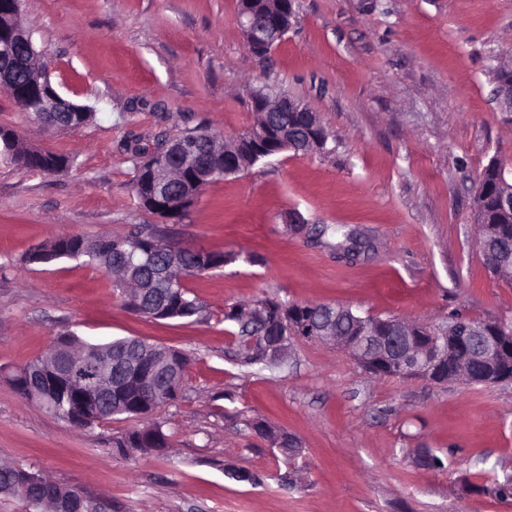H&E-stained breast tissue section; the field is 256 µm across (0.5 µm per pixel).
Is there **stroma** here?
Returning a JSON list of instances; mask_svg holds the SVG:
<instances>
[{"label":"stroma","instance_id":"35a3bbf8","mask_svg":"<svg viewBox=\"0 0 512 512\" xmlns=\"http://www.w3.org/2000/svg\"><path fill=\"white\" fill-rule=\"evenodd\" d=\"M238 0H22L38 63L90 106L76 129L38 122L0 89V126L68 169L0 160V462L42 473L104 512H512V384L377 377L345 351L293 339L278 367L243 364L224 314L277 299L339 304L425 324L453 315L512 325V284L477 243L472 198L490 160L512 177V112L493 72L512 65V0H294L266 58ZM321 115L325 154L282 152L209 183L173 224L133 190L132 146L251 127L259 82ZM165 230L236 253L184 285L203 317L124 310L102 269L32 248L62 235ZM137 337L191 358L183 395L158 410L166 455L124 456L114 419L79 430L8 381L54 337ZM300 444L283 459L246 419ZM438 456L419 466V450Z\"/></svg>","mask_w":512,"mask_h":512}]
</instances>
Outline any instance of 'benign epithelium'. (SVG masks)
<instances>
[{"label":"benign epithelium","instance_id":"obj_1","mask_svg":"<svg viewBox=\"0 0 512 512\" xmlns=\"http://www.w3.org/2000/svg\"><path fill=\"white\" fill-rule=\"evenodd\" d=\"M294 0H239L237 23L247 43L255 49L272 50L285 37L284 17L293 12ZM21 0H9L7 24L0 23V63L14 65L23 74L27 111L52 126L72 125L82 117L80 104L64 97L41 69L32 68L37 51L31 35L20 21ZM276 102L253 105L265 113L264 124L251 129L249 138L259 155L268 157L292 151L298 138L289 132L288 113H312L301 101L285 92L275 93ZM148 179L153 208L164 219L177 220L173 205L190 206L215 175L213 168L197 159L196 147L168 141L153 155ZM327 318L315 329V339L348 352L366 370L377 375L414 377L434 383L460 380L494 385L512 381V328L504 324L471 322L438 324L423 330L395 318L384 324L370 321L350 308L324 306ZM340 314L359 320V335L340 336L332 322ZM288 339L269 345L267 361L278 365L287 357ZM69 390L76 398L112 395V354L100 352L65 372Z\"/></svg>","mask_w":512,"mask_h":512}]
</instances>
